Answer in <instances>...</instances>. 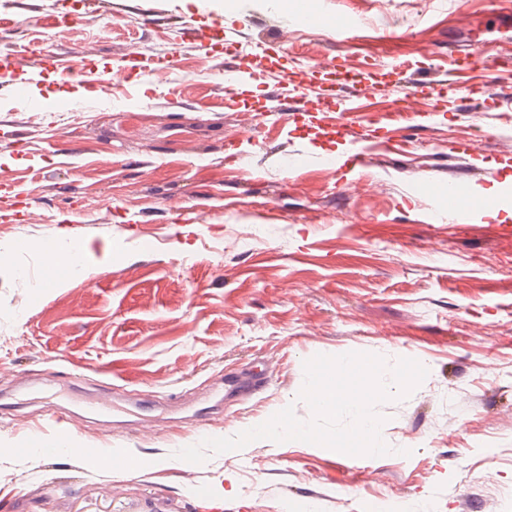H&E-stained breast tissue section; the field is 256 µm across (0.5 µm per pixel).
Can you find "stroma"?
<instances>
[{
    "instance_id": "1",
    "label": "stroma",
    "mask_w": 512,
    "mask_h": 512,
    "mask_svg": "<svg viewBox=\"0 0 512 512\" xmlns=\"http://www.w3.org/2000/svg\"><path fill=\"white\" fill-rule=\"evenodd\" d=\"M299 8L324 25L295 27ZM1 19L11 52L64 66L32 84L38 126L0 68V183L31 214L0 222V512H512V223L428 218L462 150L487 171L466 189L512 185V123L471 134L512 114V0H0ZM217 23L236 34L229 49L209 45ZM476 34L502 56L472 73L483 111L422 98L433 119L366 168L322 127L261 120L275 75L307 88L330 62L368 78V111L394 110L409 93L396 61L445 64ZM133 51L149 70L110 80ZM229 54L262 74L234 110ZM298 149L313 160L293 176L282 163ZM188 208L199 222H175ZM68 238L83 272L33 287ZM347 352L428 370L377 407L391 454L264 440L177 459L290 404L309 420L304 361ZM247 372L260 387L226 398ZM63 437L88 454L44 456Z\"/></svg>"
}]
</instances>
